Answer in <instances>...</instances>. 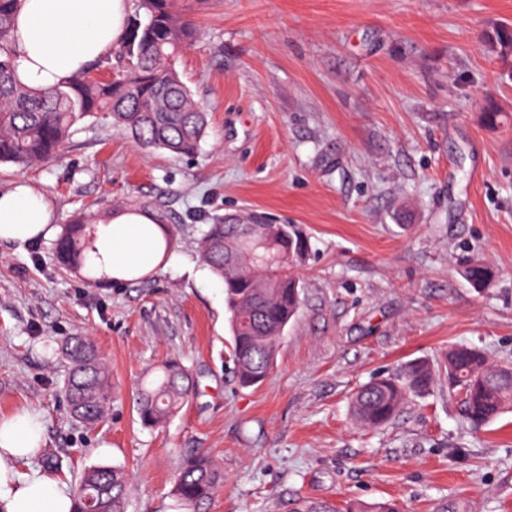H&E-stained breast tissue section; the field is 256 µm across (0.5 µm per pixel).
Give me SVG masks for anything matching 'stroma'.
Returning a JSON list of instances; mask_svg holds the SVG:
<instances>
[{
  "label": "stroma",
  "mask_w": 512,
  "mask_h": 512,
  "mask_svg": "<svg viewBox=\"0 0 512 512\" xmlns=\"http://www.w3.org/2000/svg\"><path fill=\"white\" fill-rule=\"evenodd\" d=\"M189 14L199 37L177 68L208 114L195 156L144 151L101 121L49 163L0 165V191L27 181L56 225L125 207L176 235L170 266L115 284L61 268L54 240L0 245V417L42 411L32 465L59 459L66 486L123 467L126 512H176L174 477L198 450L224 471L209 512H343L354 500L512 512V411L474 430L443 389L365 430L349 408L372 377L456 344L512 361V79L483 41L512 27V0H192ZM254 212L300 227L309 256L276 365L244 388L198 241L216 218ZM474 258L499 271L481 293L459 274ZM75 333L112 371L92 429L63 392L59 348ZM170 358L196 390L162 427H142L136 392Z\"/></svg>",
  "instance_id": "obj_1"
}]
</instances>
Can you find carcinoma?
<instances>
[{
  "mask_svg": "<svg viewBox=\"0 0 512 512\" xmlns=\"http://www.w3.org/2000/svg\"><path fill=\"white\" fill-rule=\"evenodd\" d=\"M21 0H0V163L31 167L57 156L77 125L104 118L145 150L174 155L197 153L207 117L176 70V58L196 37V26L177 0H136L115 70L94 76L93 64L71 80L44 90L18 82L10 68V30ZM491 53L507 62L504 48L512 30L486 33ZM97 219L81 215L64 225L55 254L66 270H90L96 252ZM305 239L286 224L261 216L247 223L222 219L207 225L200 256L224 283L229 313L228 357L242 387L258 386L271 373L280 340L302 303L303 285L293 269L305 260ZM460 274L471 288L491 287L496 271L474 259ZM69 363L64 395L70 417L93 428L103 421L112 398V375L94 344L70 336L61 345ZM457 395L462 418L480 429L512 409V362H491L478 348L457 345L433 366L425 360L405 363L395 373L373 378L354 394L355 422L376 429L393 420L412 397L429 394L439 383ZM194 390L189 370L176 360L155 367L136 398L141 424L154 428L178 413ZM224 483V474L206 455L188 456L175 476L172 497L181 512H205ZM126 472L117 466L88 468L72 488L73 512H126Z\"/></svg>",
  "mask_w": 512,
  "mask_h": 512,
  "instance_id": "cac0c4a2",
  "label": "carcinoma"
}]
</instances>
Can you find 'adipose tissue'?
<instances>
[{"label": "adipose tissue", "mask_w": 512, "mask_h": 512, "mask_svg": "<svg viewBox=\"0 0 512 512\" xmlns=\"http://www.w3.org/2000/svg\"><path fill=\"white\" fill-rule=\"evenodd\" d=\"M131 11V0H22L11 30L17 80L47 89L82 73L120 42ZM51 218L45 195L25 181L0 191V243L22 249L50 239ZM96 246L95 273L116 282L143 278L174 258L158 218L144 210L106 212ZM44 436L37 409L0 418V512H71L65 485L31 466Z\"/></svg>", "instance_id": "1"}]
</instances>
